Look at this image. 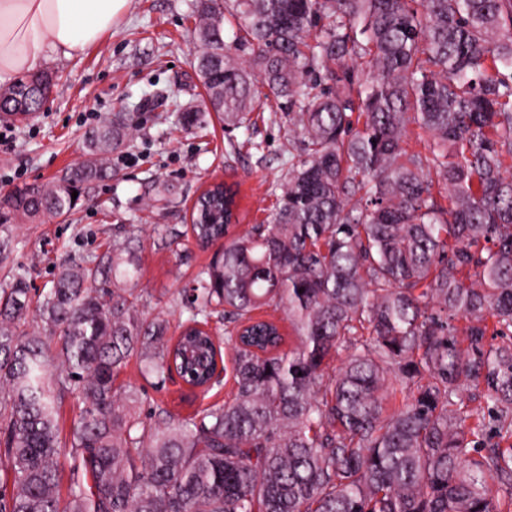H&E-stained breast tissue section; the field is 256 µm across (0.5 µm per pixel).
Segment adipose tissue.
I'll use <instances>...</instances> for the list:
<instances>
[{
	"label": "adipose tissue",
	"mask_w": 512,
	"mask_h": 512,
	"mask_svg": "<svg viewBox=\"0 0 512 512\" xmlns=\"http://www.w3.org/2000/svg\"><path fill=\"white\" fill-rule=\"evenodd\" d=\"M129 0H0V83L49 57L82 55L111 33Z\"/></svg>",
	"instance_id": "adipose-tissue-1"
}]
</instances>
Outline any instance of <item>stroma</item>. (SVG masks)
Segmentation results:
<instances>
[{
  "mask_svg": "<svg viewBox=\"0 0 512 512\" xmlns=\"http://www.w3.org/2000/svg\"><path fill=\"white\" fill-rule=\"evenodd\" d=\"M195 0H129L112 33L83 55L52 58L41 67L52 93L38 116L18 123L0 117V192L59 178L87 157L85 134L115 112H134L140 125L128 146L112 154V175L65 217L0 226V288L24 274L33 294L48 291L68 262L131 241L137 286L148 293L146 318L168 320L178 336L186 315L179 289L220 254L223 243L198 248L190 232L193 203L209 185L236 192L232 234L264 223L276 198L272 188L288 174L287 109L268 103L251 115L249 130H225L215 117L188 128L181 112L203 104L193 68ZM263 144L240 148L244 136ZM231 376L207 395L182 384L148 388V405L187 416L227 400Z\"/></svg>",
  "mask_w": 512,
  "mask_h": 512,
  "instance_id": "1",
  "label": "stroma"
}]
</instances>
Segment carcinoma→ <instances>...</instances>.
Returning a JSON list of instances; mask_svg holds the SVG:
<instances>
[{
	"label": "carcinoma",
	"mask_w": 512,
	"mask_h": 512,
	"mask_svg": "<svg viewBox=\"0 0 512 512\" xmlns=\"http://www.w3.org/2000/svg\"><path fill=\"white\" fill-rule=\"evenodd\" d=\"M193 17L206 99L183 124L247 130L283 100L288 178L236 237L235 191L197 200L196 244L224 251L178 292L175 338L142 317L128 241L36 301L20 276L0 289V512H512V0H197ZM44 78L14 81L0 112L41 111ZM138 125L112 113L88 160L0 201V225L70 212ZM224 349L232 398L186 417L117 383L134 358L153 385L207 391ZM78 393H69L65 395L61 407L60 418V437L64 441L69 437L70 430L78 417L80 408L83 406L78 398Z\"/></svg>",
	"instance_id": "carcinoma-1"
}]
</instances>
